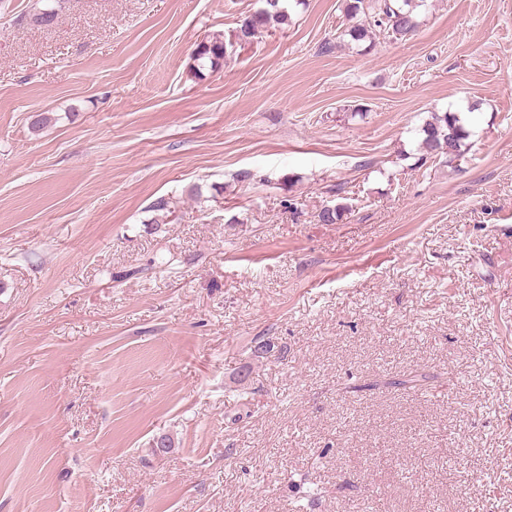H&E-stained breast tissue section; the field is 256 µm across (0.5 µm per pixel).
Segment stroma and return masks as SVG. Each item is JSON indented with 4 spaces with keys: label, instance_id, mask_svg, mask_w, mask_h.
Listing matches in <instances>:
<instances>
[{
    "label": "stroma",
    "instance_id": "35a3bbf8",
    "mask_svg": "<svg viewBox=\"0 0 512 512\" xmlns=\"http://www.w3.org/2000/svg\"><path fill=\"white\" fill-rule=\"evenodd\" d=\"M47 4L0 0V512H512V0L368 51L344 0ZM288 0H262L263 6L247 16L237 28L241 42H252L269 28L288 23ZM226 53L227 46L222 40L215 38V40L201 42L192 53L191 58L194 64L191 68L198 77L203 78V70L207 62H209L211 70L215 69L220 64V61L224 59ZM423 134L422 145L427 154L445 156L448 162L461 155L464 141L469 133L459 112L434 113L420 129Z\"/></svg>",
    "mask_w": 512,
    "mask_h": 512
}]
</instances>
